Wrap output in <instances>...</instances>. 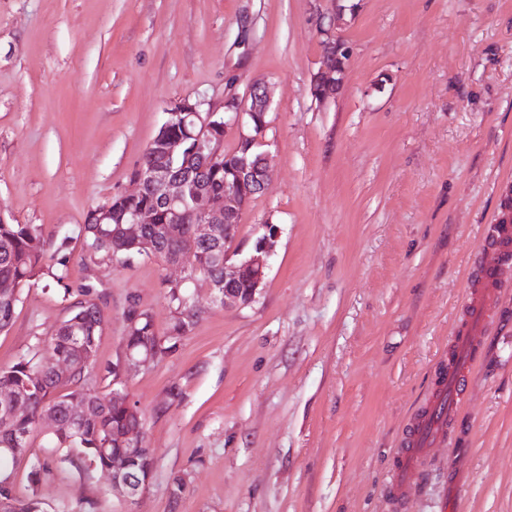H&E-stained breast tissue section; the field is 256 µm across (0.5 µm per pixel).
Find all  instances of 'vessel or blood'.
Masks as SVG:
<instances>
[{"label": "vessel or blood", "instance_id": "b4317fda", "mask_svg": "<svg viewBox=\"0 0 512 512\" xmlns=\"http://www.w3.org/2000/svg\"><path fill=\"white\" fill-rule=\"evenodd\" d=\"M481 260L468 279L464 316L454 332L447 365L441 367L438 384L426 407L414 418L397 451L390 471L388 496L391 507L403 505L430 464V450L450 437L460 413L468 377L496 315L503 273L512 262V226L503 224L490 237Z\"/></svg>", "mask_w": 512, "mask_h": 512}]
</instances>
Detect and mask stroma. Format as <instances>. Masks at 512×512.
Returning <instances> with one entry per match:
<instances>
[{
	"mask_svg": "<svg viewBox=\"0 0 512 512\" xmlns=\"http://www.w3.org/2000/svg\"><path fill=\"white\" fill-rule=\"evenodd\" d=\"M350 49L336 97L315 99L320 24ZM267 81L273 180L239 226L241 254L276 227L255 300L202 309L175 350L126 374L153 479L137 512H390L387 473L428 401L464 286L512 190V0H0V221L69 237L72 294L105 327L90 383L109 395L129 299L158 332L166 267L89 252L87 214L130 190L166 119L191 96ZM24 287L0 368L69 316ZM30 436L15 491L46 512H128L101 469ZM401 512H512V286L465 411ZM49 472L38 485L35 464ZM188 478L172 498L174 475Z\"/></svg>",
	"mask_w": 512,
	"mask_h": 512,
	"instance_id": "1",
	"label": "stroma"
}]
</instances>
